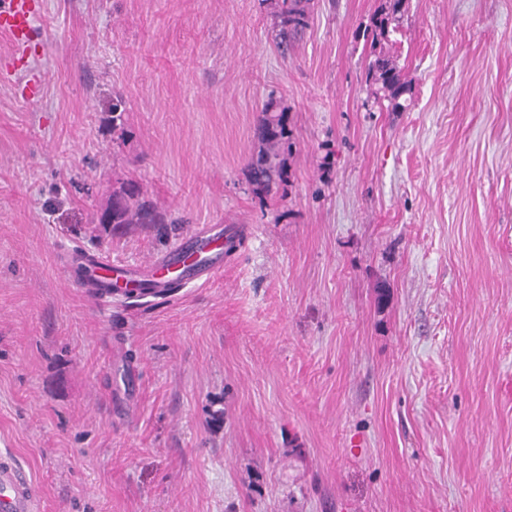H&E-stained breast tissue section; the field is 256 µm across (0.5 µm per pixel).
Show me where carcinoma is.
I'll return each instance as SVG.
<instances>
[{
  "label": "carcinoma",
  "mask_w": 512,
  "mask_h": 512,
  "mask_svg": "<svg viewBox=\"0 0 512 512\" xmlns=\"http://www.w3.org/2000/svg\"><path fill=\"white\" fill-rule=\"evenodd\" d=\"M404 0H385L381 16L374 19L373 25L379 35L389 33L388 23L402 15ZM311 0H280L276 14L280 43H288V38L300 33L308 23ZM367 80L380 86L384 97L394 109L402 108L399 99L406 92V82L402 80L396 61L380 53L369 64ZM259 150L248 165L249 182L255 193L269 191L274 177L280 175L277 158L281 149L288 144L286 114L282 109L268 102L255 128ZM163 215L157 207L146 200L139 188L134 187L125 195L112 197V223L114 224H161Z\"/></svg>",
  "instance_id": "1"
}]
</instances>
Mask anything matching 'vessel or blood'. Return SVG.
<instances>
[{"instance_id": "1", "label": "vessel or blood", "mask_w": 512, "mask_h": 512, "mask_svg": "<svg viewBox=\"0 0 512 512\" xmlns=\"http://www.w3.org/2000/svg\"><path fill=\"white\" fill-rule=\"evenodd\" d=\"M37 9V0H0V34L8 38L14 52L27 51ZM221 236V225H211L209 231L182 240L162 260L142 268L136 276L106 255H78L85 275L75 285L92 298L104 300L115 292L125 297H158L180 282H209L224 269ZM0 512H41V498L33 478L9 456H0Z\"/></svg>"}]
</instances>
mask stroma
<instances>
[{"mask_svg":"<svg viewBox=\"0 0 512 512\" xmlns=\"http://www.w3.org/2000/svg\"><path fill=\"white\" fill-rule=\"evenodd\" d=\"M0 36V453L43 512H512V0H40ZM126 99L112 113V96ZM285 108L283 177L248 182ZM141 186L161 224H97ZM222 275L73 288L198 227ZM37 9L36 0L0 1V33L8 38L14 52L27 51L33 31L32 20ZM311 0H281L276 14L278 38L288 44V38L300 33L308 23ZM404 7V0H386L382 10L381 17H376L373 21V25L375 27V31H379L376 33L380 36H386L389 33L388 23L389 21H398L401 17ZM399 15V16H398ZM367 80L379 85L384 97L389 100L395 110L401 109L399 99L406 92V82L402 80L396 61L390 56L379 53L369 64ZM255 128L259 150L248 165L249 182L254 193H267L274 176L280 177L276 162L281 149L288 145L286 112L268 102Z\"/></svg>","mask_w":512,"mask_h":512,"instance_id":"1","label":"stroma"}]
</instances>
